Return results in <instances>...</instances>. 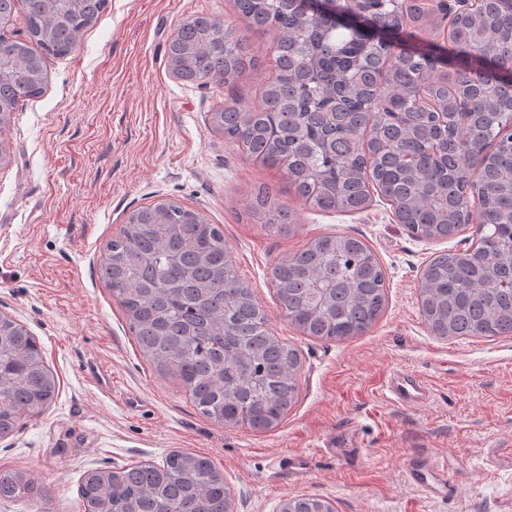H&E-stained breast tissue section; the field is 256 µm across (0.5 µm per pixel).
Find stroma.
Listing matches in <instances>:
<instances>
[{"mask_svg": "<svg viewBox=\"0 0 512 512\" xmlns=\"http://www.w3.org/2000/svg\"><path fill=\"white\" fill-rule=\"evenodd\" d=\"M204 14L236 20L233 0H108L76 51L47 57L45 92L0 126V313L37 337L58 392L0 438V471L34 478L41 493L1 501L0 512H84L87 470L162 463L185 449L208 457L232 489L233 512H279L296 497L334 512H512V335L440 339L424 323L419 275L436 255L470 247V224L440 241L413 238L390 204L325 213L299 198L283 172L264 166L211 128L218 107L254 105L272 67L236 84L175 79L166 48L180 23ZM267 186L291 222L279 230L248 213ZM171 199L219 225L229 254L269 327L300 357L297 402L275 428L219 424L181 381L139 351L122 307L101 278L104 243L133 210ZM363 240L385 273L387 302L362 334L307 336L281 312L276 263L322 235ZM96 365L112 380L90 383ZM418 373L419 403L387 397L390 379ZM359 448L351 461L337 448ZM433 454L455 479L449 499L422 497L406 471ZM301 457L298 477L279 460Z\"/></svg>", "mask_w": 512, "mask_h": 512, "instance_id": "1", "label": "stroma"}]
</instances>
